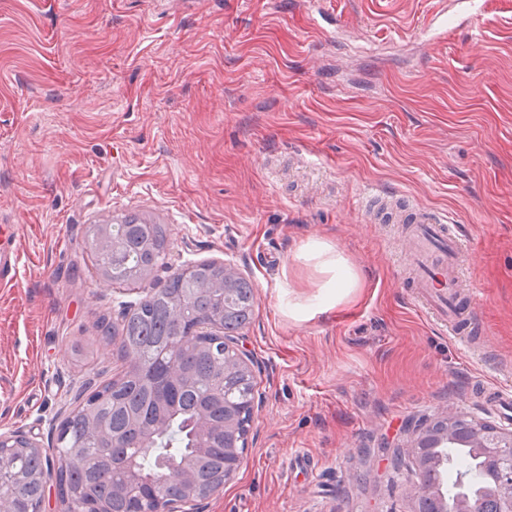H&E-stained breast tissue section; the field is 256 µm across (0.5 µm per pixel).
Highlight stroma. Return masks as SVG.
Segmentation results:
<instances>
[{"label":"stroma","mask_w":512,"mask_h":512,"mask_svg":"<svg viewBox=\"0 0 512 512\" xmlns=\"http://www.w3.org/2000/svg\"><path fill=\"white\" fill-rule=\"evenodd\" d=\"M451 42L420 32L451 0H0V432L56 444L75 396L118 366L117 322L188 264L257 292L238 334L256 363L249 447L200 512H416L410 425L480 382L512 386V0ZM447 214L466 239L486 358L433 324L400 278L394 224L365 185ZM168 225L144 287L100 275L89 227ZM359 271L321 305L308 242Z\"/></svg>","instance_id":"35a3bbf8"}]
</instances>
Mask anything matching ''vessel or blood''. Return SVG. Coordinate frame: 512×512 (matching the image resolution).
Returning <instances> with one entry per match:
<instances>
[{
    "instance_id": "obj_1",
    "label": "vessel or blood",
    "mask_w": 512,
    "mask_h": 512,
    "mask_svg": "<svg viewBox=\"0 0 512 512\" xmlns=\"http://www.w3.org/2000/svg\"><path fill=\"white\" fill-rule=\"evenodd\" d=\"M356 204L369 223L404 224L408 274L420 308L443 330L462 338L465 348L477 349L478 341L464 335L476 321L471 295L464 290L466 241L453 230L447 215L404 204L398 197L385 198L374 187L364 189ZM486 394L504 419L512 418L511 389L494 386Z\"/></svg>"
}]
</instances>
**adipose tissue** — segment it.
<instances>
[{"mask_svg": "<svg viewBox=\"0 0 512 512\" xmlns=\"http://www.w3.org/2000/svg\"><path fill=\"white\" fill-rule=\"evenodd\" d=\"M303 263L314 264L325 275L321 302L335 305L356 299L363 286L361 276L343 253L333 250L324 242L307 244L299 252Z\"/></svg>", "mask_w": 512, "mask_h": 512, "instance_id": "obj_1", "label": "adipose tissue"}]
</instances>
